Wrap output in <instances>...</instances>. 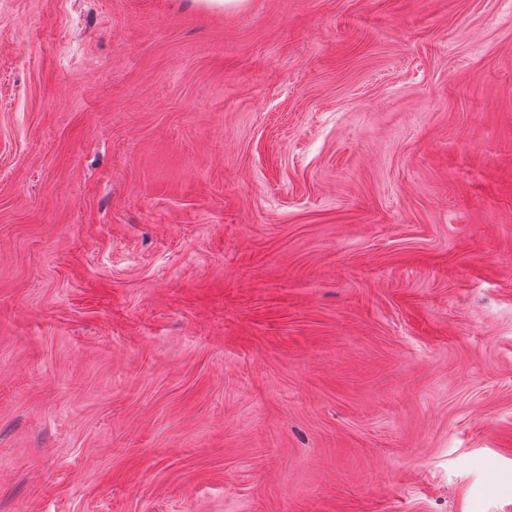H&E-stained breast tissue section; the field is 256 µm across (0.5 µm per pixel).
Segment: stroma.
Masks as SVG:
<instances>
[{
    "label": "stroma",
    "instance_id": "stroma-1",
    "mask_svg": "<svg viewBox=\"0 0 512 512\" xmlns=\"http://www.w3.org/2000/svg\"><path fill=\"white\" fill-rule=\"evenodd\" d=\"M0 512H512V0H0Z\"/></svg>",
    "mask_w": 512,
    "mask_h": 512
}]
</instances>
